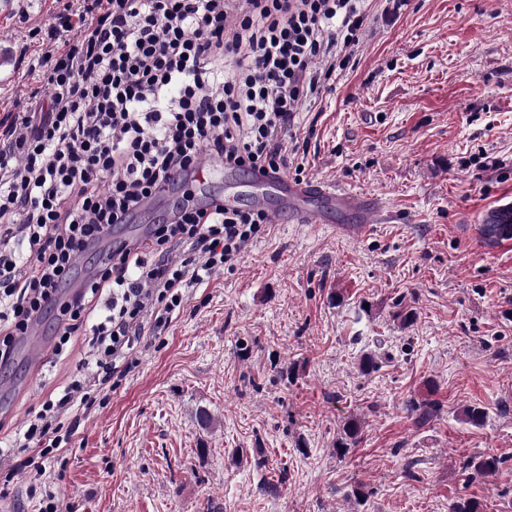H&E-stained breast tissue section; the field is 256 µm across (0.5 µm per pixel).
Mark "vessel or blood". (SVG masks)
Segmentation results:
<instances>
[{
    "mask_svg": "<svg viewBox=\"0 0 512 512\" xmlns=\"http://www.w3.org/2000/svg\"><path fill=\"white\" fill-rule=\"evenodd\" d=\"M252 184L253 208L266 209L269 198L277 197L280 207L270 214L272 222L276 224L286 217L300 224L311 222L316 215L311 202L317 197L323 198L325 203L339 211L359 214L367 224L379 223L384 218L378 204L357 193L329 191L313 183L294 182L285 175L270 172L253 174Z\"/></svg>",
    "mask_w": 512,
    "mask_h": 512,
    "instance_id": "obj_1",
    "label": "vessel or blood"
}]
</instances>
